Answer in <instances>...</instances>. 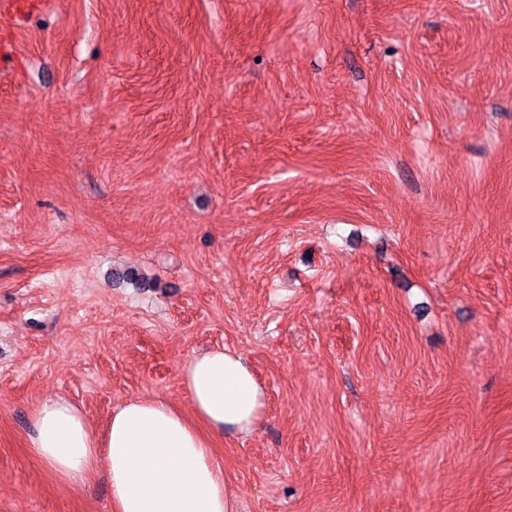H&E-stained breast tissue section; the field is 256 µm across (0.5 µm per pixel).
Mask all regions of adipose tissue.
I'll return each mask as SVG.
<instances>
[{
	"instance_id": "ef3b65f1",
	"label": "adipose tissue",
	"mask_w": 512,
	"mask_h": 512,
	"mask_svg": "<svg viewBox=\"0 0 512 512\" xmlns=\"http://www.w3.org/2000/svg\"><path fill=\"white\" fill-rule=\"evenodd\" d=\"M182 383L190 412L129 400L113 408L101 432L68 400H45L27 445L63 483L89 486L105 468L112 512H238L213 447L225 432H256L265 390L243 357L223 346L191 355Z\"/></svg>"
}]
</instances>
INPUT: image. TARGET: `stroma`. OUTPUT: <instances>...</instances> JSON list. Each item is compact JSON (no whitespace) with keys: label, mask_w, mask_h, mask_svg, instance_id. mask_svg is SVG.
Wrapping results in <instances>:
<instances>
[{"label":"stroma","mask_w":512,"mask_h":512,"mask_svg":"<svg viewBox=\"0 0 512 512\" xmlns=\"http://www.w3.org/2000/svg\"><path fill=\"white\" fill-rule=\"evenodd\" d=\"M0 22V512H112L63 397L238 352L239 512H512V0H30ZM135 270L147 288L118 282Z\"/></svg>","instance_id":"stroma-1"}]
</instances>
